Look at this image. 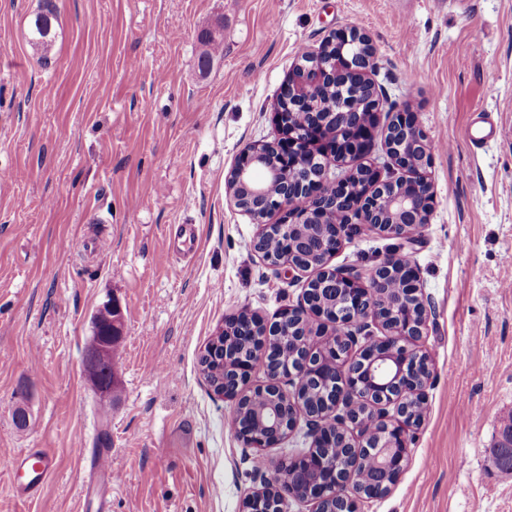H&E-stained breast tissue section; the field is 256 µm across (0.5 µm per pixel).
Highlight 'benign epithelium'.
Here are the masks:
<instances>
[{
  "mask_svg": "<svg viewBox=\"0 0 512 512\" xmlns=\"http://www.w3.org/2000/svg\"><path fill=\"white\" fill-rule=\"evenodd\" d=\"M377 69L376 48L369 34L351 27L334 38L324 40L316 49L305 51L297 60L281 87L273 105V117L280 137L275 142L257 143L246 148L238 157L226 179V194L231 203L248 214L257 224L253 241L254 251L267 264L288 272L303 273V265L294 259L295 249L278 256L269 255L264 242L272 229L284 233L295 224H331L337 236L331 243H322L330 255L338 250L336 243L345 240V231L336 225V206L356 220L359 229L386 236L411 239L412 234L428 222L434 206V191L422 173L432 160L431 144L416 117L397 112L388 128L386 140L389 162L385 170L362 162L371 140L372 126L365 121L357 104L338 99L329 103L338 129L347 133V141L325 132L318 123L299 132L285 127L283 105L315 106L326 83L340 74L359 77L363 94L371 101V111L382 109L372 74ZM309 170L306 185L316 204L307 209L297 204L298 191L290 172ZM362 178L364 191L351 192L349 180ZM397 272L411 298L421 303L422 313L417 322L407 321L395 308L380 313L377 302L381 297L383 275ZM349 294V309L335 313L332 327V350L343 346L351 355L345 365L343 384L331 396L332 409L340 410L348 403L355 407L369 405V424H361L349 414L336 417V427L344 435L349 451L370 447L371 430H378L376 447L382 449L376 457L378 467L386 478L397 480L410 456L411 434L420 422L411 416L417 406L427 404V388L432 377L431 361L422 349L429 313L419 287L417 269L408 261L388 259L372 271L352 269L336 273ZM298 317L296 307L282 309L273 319H261L263 335L289 336L291 320ZM381 328L377 336L371 325ZM265 345H252V358L231 369V383L224 384L223 395L240 401L255 391H269L271 404L261 410L266 431L263 433L235 429L236 438L246 448L262 451L275 448L293 432L300 413H288V399L282 382L293 389L305 384L313 373L306 362H288L275 371H265L266 382L249 386L254 362L265 358ZM424 363L427 375L413 379L407 365ZM88 379L104 402H112L113 386L100 375L90 372ZM279 493V505L269 506L267 512H284L287 499H297L293 489H284L283 479L271 478L249 494L243 503L245 512H253L255 503L270 494ZM378 495L366 489L364 480L355 470H343L335 480L318 487L314 497L306 499L312 512H359V504L376 499Z\"/></svg>",
  "mask_w": 512,
  "mask_h": 512,
  "instance_id": "1",
  "label": "benign epithelium"
}]
</instances>
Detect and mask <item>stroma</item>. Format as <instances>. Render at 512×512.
I'll list each match as a JSON object with an SVG mask.
<instances>
[{
	"instance_id": "stroma-1",
	"label": "stroma",
	"mask_w": 512,
	"mask_h": 512,
	"mask_svg": "<svg viewBox=\"0 0 512 512\" xmlns=\"http://www.w3.org/2000/svg\"><path fill=\"white\" fill-rule=\"evenodd\" d=\"M433 2L53 0L44 62L30 41L43 0H0V173L19 175L0 186V512H242L261 487L235 403L198 357L226 318H274L307 279L254 252L257 226L225 183L245 148L278 139L298 48L351 26L376 44L384 98L365 160H385L394 113H416L435 194L415 244L361 233L328 261L406 259L431 305L427 416L390 493L361 512H512V473L491 456L512 418V0ZM209 28L223 45L203 70ZM481 114L497 131L478 149ZM185 224L186 257L173 248ZM108 301L121 333L109 405L83 368ZM103 436L112 482L90 468ZM27 448L56 459L33 498L9 468Z\"/></svg>"
}]
</instances>
